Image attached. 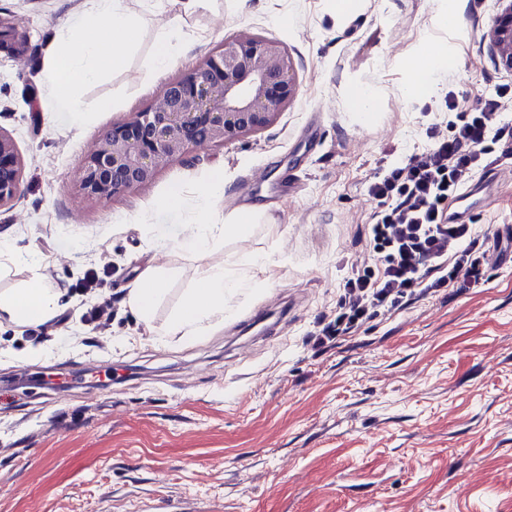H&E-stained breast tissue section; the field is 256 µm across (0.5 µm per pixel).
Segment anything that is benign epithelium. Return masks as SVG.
I'll use <instances>...</instances> for the list:
<instances>
[{"label": "benign epithelium", "mask_w": 512, "mask_h": 512, "mask_svg": "<svg viewBox=\"0 0 512 512\" xmlns=\"http://www.w3.org/2000/svg\"><path fill=\"white\" fill-rule=\"evenodd\" d=\"M497 2L489 48L498 66L512 73V0ZM297 91L294 63L280 43L250 32L226 39L101 136L82 160L79 192L107 203L145 186L201 143L225 145L269 128ZM21 178L15 143L0 132V207L15 197Z\"/></svg>", "instance_id": "7a95c632"}]
</instances>
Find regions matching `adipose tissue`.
Listing matches in <instances>:
<instances>
[{"label": "adipose tissue", "instance_id": "obj_1", "mask_svg": "<svg viewBox=\"0 0 512 512\" xmlns=\"http://www.w3.org/2000/svg\"><path fill=\"white\" fill-rule=\"evenodd\" d=\"M91 11L103 35L88 38L81 24L62 30L57 49L43 62L46 82L53 88L57 105L77 113L80 103L73 92L77 85L91 82L104 72L118 70L125 64V53L139 37L141 22L122 6V0H90ZM454 65L452 58L435 44L428 45L420 57L410 59V93L430 95L440 74ZM168 272L162 267L146 269L128 295L130 306L143 321H151L153 307ZM238 279L220 266L201 268L195 286L169 323L172 334L193 337L204 335L208 328L223 324L224 299L236 292ZM56 310V295L42 281L31 280L25 288L0 296V318L16 324H44Z\"/></svg>", "mask_w": 512, "mask_h": 512}]
</instances>
